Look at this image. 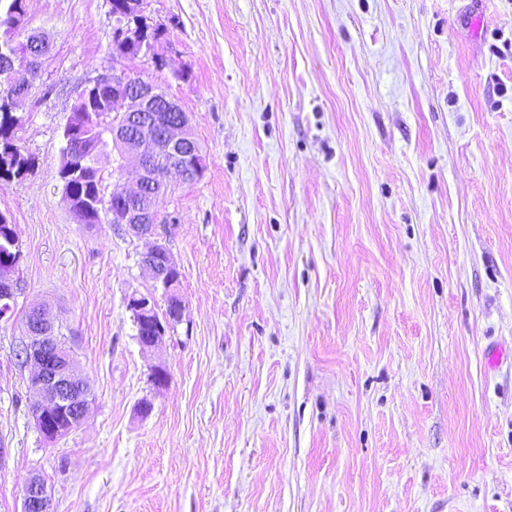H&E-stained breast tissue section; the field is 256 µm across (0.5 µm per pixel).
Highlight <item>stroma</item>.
I'll use <instances>...</instances> for the list:
<instances>
[{
  "label": "stroma",
  "instance_id": "1",
  "mask_svg": "<svg viewBox=\"0 0 512 512\" xmlns=\"http://www.w3.org/2000/svg\"><path fill=\"white\" fill-rule=\"evenodd\" d=\"M26 12L50 51L17 111L34 168L0 179V512L32 473L55 512H512V0H148L205 157L158 203L185 311L149 351L145 242L78 223L59 178L110 2ZM38 302L94 397L53 442L17 358ZM19 257L20 253H16L15 257L5 262L2 267L0 266V291L5 298L10 299L12 302H14L19 290L15 274Z\"/></svg>",
  "mask_w": 512,
  "mask_h": 512
}]
</instances>
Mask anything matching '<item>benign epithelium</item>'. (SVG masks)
<instances>
[{
    "mask_svg": "<svg viewBox=\"0 0 512 512\" xmlns=\"http://www.w3.org/2000/svg\"><path fill=\"white\" fill-rule=\"evenodd\" d=\"M145 2L126 0L122 8L112 5V14L118 18L113 43L135 48L138 55H113L112 66L102 68L79 94L86 100L103 89L112 92V110L103 111L97 121L112 130V143L122 150L118 171L132 181L121 184L109 197L100 192L82 206L68 193L65 199L74 214H96L146 241L141 265L168 293L169 311L159 312L149 293L132 294L127 308L132 312L139 344L150 350L163 341L172 324L182 320L185 309L176 293L179 267L158 233L159 225L172 221V215L160 214L157 203L172 192L173 179L192 181L193 172L202 171L203 161L188 114L155 79L156 73L168 67V59L158 51L166 31L146 13ZM46 49L45 38L30 33L23 49L0 56V104L8 112H15L27 96ZM18 260L15 256L0 266V294L12 301L18 292ZM25 335L17 356L30 368V411L42 437L54 441L86 419L90 389L76 368L68 337L60 334V324L46 306L30 309ZM22 512H54L51 494L38 475L30 476L24 485Z\"/></svg>",
    "mask_w": 512,
    "mask_h": 512,
    "instance_id": "1",
    "label": "benign epithelium"
}]
</instances>
